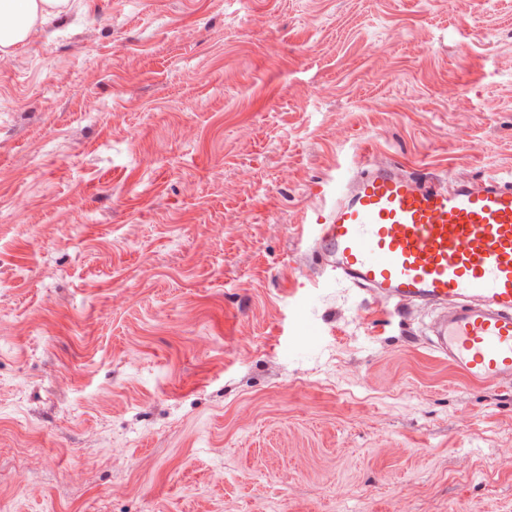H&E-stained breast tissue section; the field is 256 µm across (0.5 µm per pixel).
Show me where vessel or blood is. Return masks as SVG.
<instances>
[{"instance_id":"obj_1","label":"vessel or blood","mask_w":512,"mask_h":512,"mask_svg":"<svg viewBox=\"0 0 512 512\" xmlns=\"http://www.w3.org/2000/svg\"><path fill=\"white\" fill-rule=\"evenodd\" d=\"M329 195L304 274L430 312L434 352L470 381L512 383V178L443 179L364 157Z\"/></svg>"}]
</instances>
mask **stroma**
I'll use <instances>...</instances> for the list:
<instances>
[{
  "label": "stroma",
  "instance_id": "1",
  "mask_svg": "<svg viewBox=\"0 0 512 512\" xmlns=\"http://www.w3.org/2000/svg\"><path fill=\"white\" fill-rule=\"evenodd\" d=\"M70 4L0 58V512H512V384L298 237L357 155L512 175V0Z\"/></svg>",
  "mask_w": 512,
  "mask_h": 512
}]
</instances>
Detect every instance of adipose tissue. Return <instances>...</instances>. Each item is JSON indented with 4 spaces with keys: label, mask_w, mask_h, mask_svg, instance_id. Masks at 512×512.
Returning a JSON list of instances; mask_svg holds the SVG:
<instances>
[{
    "label": "adipose tissue",
    "mask_w": 512,
    "mask_h": 512,
    "mask_svg": "<svg viewBox=\"0 0 512 512\" xmlns=\"http://www.w3.org/2000/svg\"><path fill=\"white\" fill-rule=\"evenodd\" d=\"M68 0H0V52L23 44L36 27L57 18Z\"/></svg>",
    "instance_id": "obj_1"
}]
</instances>
